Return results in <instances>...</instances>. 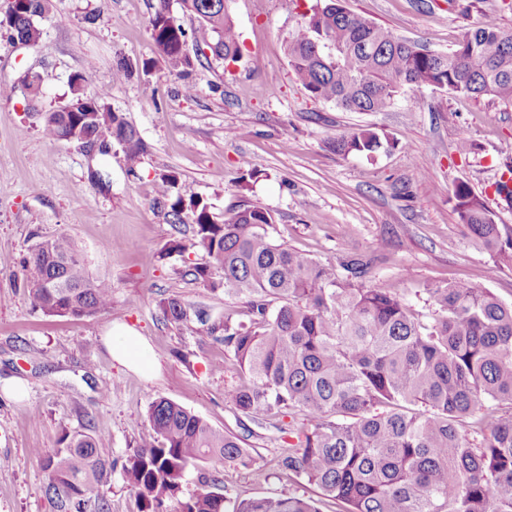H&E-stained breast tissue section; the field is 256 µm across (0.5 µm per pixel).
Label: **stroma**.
I'll list each match as a JSON object with an SVG mask.
<instances>
[{
  "instance_id": "obj_1",
  "label": "stroma",
  "mask_w": 512,
  "mask_h": 512,
  "mask_svg": "<svg viewBox=\"0 0 512 512\" xmlns=\"http://www.w3.org/2000/svg\"><path fill=\"white\" fill-rule=\"evenodd\" d=\"M315 0H225L240 35L241 58L228 66L204 52L189 80L157 50L149 20L157 0H55L30 44L0 36V379L18 377L25 394L0 389V512H55L44 493L38 452L60 446L64 432L102 436L115 467L97 494L107 512H137L120 467L149 437V402L170 399L214 427L244 436L266 469L220 467V491L232 498H318V489L276 467L292 435L238 411L229 393L241 381L223 344L195 320L164 319L159 303L179 297L212 318H247L248 299L213 297L187 276L201 254L167 253L176 235L157 210L158 175L176 171L187 193L215 213L248 198L276 217L272 238L320 262L375 257L369 285L392 288L431 322L426 288L472 282L512 303V263L476 246L453 210L467 184L500 224L512 203L495 186L512 167V104L474 101L426 88L400 94L384 112H347L316 100L294 78L289 34ZM345 7L430 50L447 52L483 16L512 30L505 0H344ZM132 67L115 80L118 61ZM41 77L39 106L71 98L69 79L86 94L107 90L145 151L128 171L120 150L88 154L46 138L28 112L23 78ZM360 126L387 142L373 156L336 153L337 135ZM235 130L227 138V130ZM468 151H461V142ZM71 237L91 277L112 286V306L82 319L30 309L20 261L35 242ZM134 328L155 360L147 378L115 361L102 338ZM222 362L223 372L210 370Z\"/></svg>"
}]
</instances>
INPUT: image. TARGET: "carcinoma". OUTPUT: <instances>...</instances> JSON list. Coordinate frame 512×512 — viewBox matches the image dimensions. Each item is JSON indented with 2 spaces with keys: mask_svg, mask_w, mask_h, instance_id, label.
<instances>
[{
  "mask_svg": "<svg viewBox=\"0 0 512 512\" xmlns=\"http://www.w3.org/2000/svg\"><path fill=\"white\" fill-rule=\"evenodd\" d=\"M150 19L151 37L171 70L193 68L182 53L188 32L167 0ZM199 22L212 56L240 59L239 34L224 0H180ZM50 0H26L0 20L7 38L35 40L41 29L26 13L44 16ZM286 53L295 79L318 100L350 112H383L396 97L426 87L475 101L512 104V31L486 17L447 53L431 52L362 18L343 0H316L288 36ZM83 78H70L74 112L39 113L42 132L55 141L85 135L121 148L130 171L143 152L136 130L106 106V92L89 96ZM336 151L371 155L380 135L359 128L336 138ZM454 207L476 245L512 263V227L498 224L485 200L456 186ZM155 201L168 223L193 225V238L168 243L167 253L203 251L194 280L249 298L246 322L216 321L196 313L206 336L232 353L243 383L230 398L249 418L279 422L302 412L307 428L282 452L279 470L316 486L345 512H512V303L486 288L450 283L425 289L431 325L421 323L390 288L368 287L373 259L341 267L313 261L277 244L274 214L247 199L217 215L189 194L175 171L159 175ZM220 269L222 282L212 280ZM30 307L45 316L89 318L112 304V286L91 278L74 241L65 234L37 242L22 260ZM164 317L185 320L177 297L160 302ZM487 432L473 444L464 429ZM152 439L122 464L138 512H322L302 497L233 499L201 479L185 492L187 473L210 463L242 465L262 474L245 438L213 427L167 398L148 404ZM103 438L66 432L50 454L35 451L46 472L45 493L56 512H88L113 469L101 453Z\"/></svg>",
  "mask_w": 512,
  "mask_h": 512,
  "instance_id": "1",
  "label": "carcinoma"
}]
</instances>
